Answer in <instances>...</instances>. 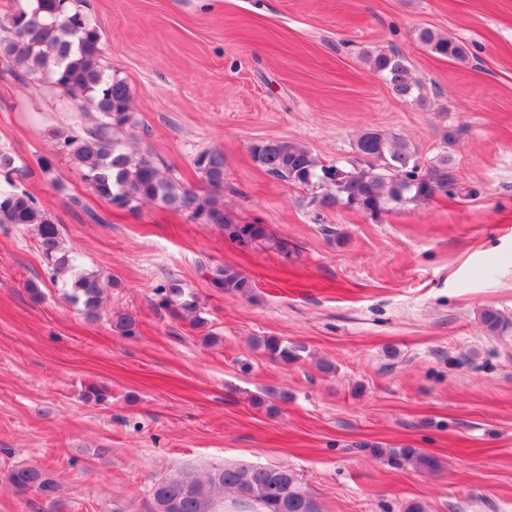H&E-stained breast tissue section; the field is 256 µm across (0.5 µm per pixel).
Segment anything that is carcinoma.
Listing matches in <instances>:
<instances>
[{
	"instance_id": "cac0c4a2",
	"label": "carcinoma",
	"mask_w": 512,
	"mask_h": 512,
	"mask_svg": "<svg viewBox=\"0 0 512 512\" xmlns=\"http://www.w3.org/2000/svg\"><path fill=\"white\" fill-rule=\"evenodd\" d=\"M35 2L32 12L20 11L7 18L9 36L0 39V56L28 74L41 75L99 115L94 124L72 129L62 142L63 151L76 161L94 192L119 207L136 209L142 202L160 203L201 224L221 227L224 236L243 247L265 241L269 237L266 225L243 224L224 207L223 155L211 151L197 155L194 164L209 187L208 194L200 195L180 183L172 171L161 169L150 152L122 149L114 134L132 125L131 90L126 81L107 73L102 65L97 27L75 8V0ZM417 42L450 61L462 62L468 56L462 42L429 28L418 30ZM367 59L397 98L425 102L399 51H371ZM356 151L366 158L365 165L349 168L323 164L295 140H261L251 146L253 162L268 175L289 183L327 187L321 198L327 208L343 205L375 217L403 202L427 201L438 192L452 194L457 190L446 154L423 173L406 140L377 130L362 133ZM0 223L34 227L39 249L53 274L69 275L65 299L81 307L88 318L98 314L103 292L100 277L78 268L64 246L60 225L46 215L32 195L0 189ZM211 284L226 294L245 295L253 288L245 275L228 265L215 269ZM156 295L158 308L204 325L194 293L172 284L157 287ZM482 323L490 333L506 325L493 310L483 312ZM112 330L132 336L136 323L128 315H115ZM253 342L271 359L284 364L297 361L303 351V346L278 336H258ZM388 457L397 465L404 461L419 470L439 466L434 456L417 448H393ZM10 481L22 493L48 496L55 490L47 473L36 468H16ZM226 491L237 493L243 506L258 512H318L292 472L246 464L226 466L205 477L178 472L157 480L152 487V512H215L218 495Z\"/></svg>"
}]
</instances>
